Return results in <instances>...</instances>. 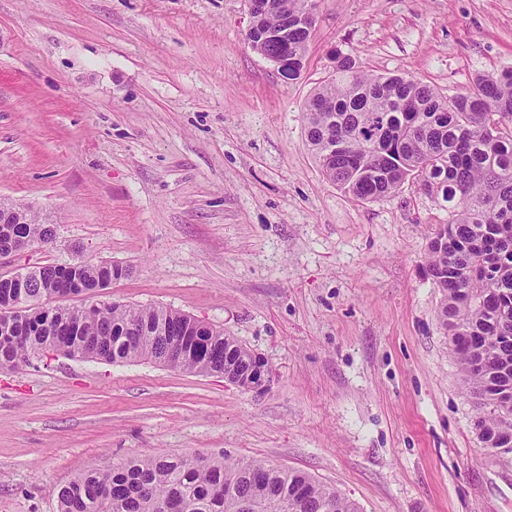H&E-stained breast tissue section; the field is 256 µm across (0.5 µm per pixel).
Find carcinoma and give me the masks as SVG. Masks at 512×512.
Returning <instances> with one entry per match:
<instances>
[{"mask_svg": "<svg viewBox=\"0 0 512 512\" xmlns=\"http://www.w3.org/2000/svg\"><path fill=\"white\" fill-rule=\"evenodd\" d=\"M308 0H270L251 49L296 77L314 23L296 15ZM288 40L263 36L282 25ZM334 78L305 104L306 142L325 178L357 201L392 196L409 177L442 191L448 223L430 239L426 272L441 288L440 320L478 414L480 440L512 428V68L477 78L448 97L406 74L372 76L351 55L333 54ZM37 243L54 228L33 214L20 225ZM131 273L121 263L76 271L63 288L59 266L30 269L24 287L0 275V367L16 370L47 352L109 363L169 361L197 375L221 373L246 387L256 354L224 329L163 306L101 304L84 295ZM57 512H360L356 501L311 475L256 458L141 455L102 469L91 463L58 492Z\"/></svg>", "mask_w": 512, "mask_h": 512, "instance_id": "obj_1", "label": "carcinoma"}]
</instances>
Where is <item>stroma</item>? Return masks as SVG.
I'll list each match as a JSON object with an SVG mask.
<instances>
[{
	"label": "stroma",
	"instance_id": "obj_1",
	"mask_svg": "<svg viewBox=\"0 0 512 512\" xmlns=\"http://www.w3.org/2000/svg\"><path fill=\"white\" fill-rule=\"evenodd\" d=\"M246 0H0V200L51 245L0 272L122 262L108 297L170 307L262 356L269 390L143 360L0 368V512H57L89 463L150 454L300 469L362 512H512L425 273L448 220L410 179L358 202L304 107L333 50L445 95L512 68V0H318L295 79L245 41Z\"/></svg>",
	"mask_w": 512,
	"mask_h": 512
}]
</instances>
